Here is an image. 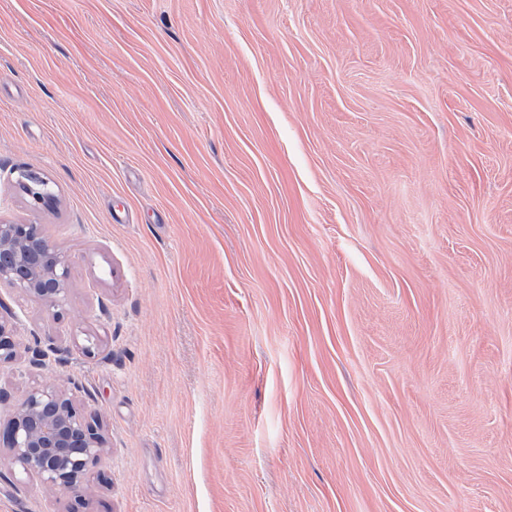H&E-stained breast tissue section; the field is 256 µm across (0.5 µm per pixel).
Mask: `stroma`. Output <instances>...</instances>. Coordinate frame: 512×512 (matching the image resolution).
<instances>
[{"label":"stroma","mask_w":512,"mask_h":512,"mask_svg":"<svg viewBox=\"0 0 512 512\" xmlns=\"http://www.w3.org/2000/svg\"><path fill=\"white\" fill-rule=\"evenodd\" d=\"M0 221L110 448L0 512H512V0H0ZM14 254L29 267L18 278L3 261L0 286L7 285L39 299L48 308L62 309L68 299L70 260L47 235L41 224H0V254Z\"/></svg>","instance_id":"35a3bbf8"}]
</instances>
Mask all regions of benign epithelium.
I'll list each match as a JSON object with an SVG mask.
<instances>
[{
    "instance_id": "1",
    "label": "benign epithelium",
    "mask_w": 512,
    "mask_h": 512,
    "mask_svg": "<svg viewBox=\"0 0 512 512\" xmlns=\"http://www.w3.org/2000/svg\"><path fill=\"white\" fill-rule=\"evenodd\" d=\"M24 259L28 274L17 277L0 264V286L34 297L51 309L68 299L70 260L41 224H0V254ZM14 354L9 329L0 324V361ZM0 445L12 464L46 487L81 497L87 473L107 453L97 416L78 407L71 393L50 383L32 386L14 415L0 427Z\"/></svg>"
}]
</instances>
